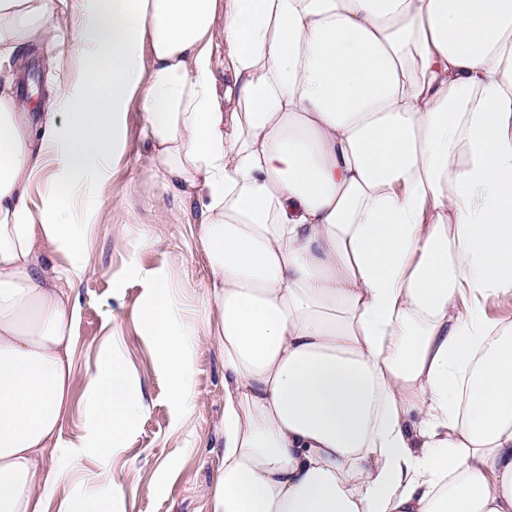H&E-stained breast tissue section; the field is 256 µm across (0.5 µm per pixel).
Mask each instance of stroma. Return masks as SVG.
<instances>
[{"label":"stroma","mask_w":512,"mask_h":512,"mask_svg":"<svg viewBox=\"0 0 512 512\" xmlns=\"http://www.w3.org/2000/svg\"><path fill=\"white\" fill-rule=\"evenodd\" d=\"M76 0H61L48 26L54 43L23 60L18 92L38 112L53 97L55 79L70 63L68 48L78 36ZM138 109H131L127 148L99 200L90 249L93 274L78 293L80 316L71 409L61 443L83 435L88 418L85 384L105 336H113L129 368V381L141 388L147 409L132 427L108 467L86 461L66 492L105 491L106 470L119 473L124 496L114 512H208L205 491L223 467L224 356L209 342L197 357L190 386V411L176 403L161 361L133 312L144 301L143 272L164 270L178 300L181 318L196 330L207 322L203 297L211 270L198 241V209L153 181L141 160Z\"/></svg>","instance_id":"stroma-1"}]
</instances>
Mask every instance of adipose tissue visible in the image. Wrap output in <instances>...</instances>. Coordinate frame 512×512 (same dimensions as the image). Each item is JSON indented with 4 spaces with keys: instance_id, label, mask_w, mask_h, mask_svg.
<instances>
[{
    "instance_id": "1",
    "label": "adipose tissue",
    "mask_w": 512,
    "mask_h": 512,
    "mask_svg": "<svg viewBox=\"0 0 512 512\" xmlns=\"http://www.w3.org/2000/svg\"><path fill=\"white\" fill-rule=\"evenodd\" d=\"M77 2L78 71L32 112L16 66L58 0H0V512L123 495L115 472L60 491L145 411L111 349L58 439L68 287L135 104L144 165L200 206L208 329L161 270L135 315L183 409L204 344L224 352L209 512H512V321L485 310L512 298V0Z\"/></svg>"
}]
</instances>
